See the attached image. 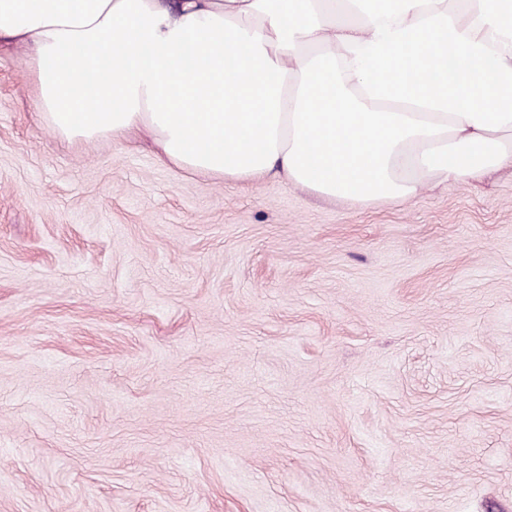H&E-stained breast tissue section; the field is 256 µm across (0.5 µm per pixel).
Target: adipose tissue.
I'll use <instances>...</instances> for the list:
<instances>
[{"label": "adipose tissue", "mask_w": 512, "mask_h": 512, "mask_svg": "<svg viewBox=\"0 0 512 512\" xmlns=\"http://www.w3.org/2000/svg\"><path fill=\"white\" fill-rule=\"evenodd\" d=\"M1 43L58 138L191 174L368 205L512 166V0H0Z\"/></svg>", "instance_id": "adipose-tissue-1"}]
</instances>
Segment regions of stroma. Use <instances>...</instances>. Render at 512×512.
Segmentation results:
<instances>
[{
    "instance_id": "obj_1",
    "label": "stroma",
    "mask_w": 512,
    "mask_h": 512,
    "mask_svg": "<svg viewBox=\"0 0 512 512\" xmlns=\"http://www.w3.org/2000/svg\"><path fill=\"white\" fill-rule=\"evenodd\" d=\"M0 512H512V169L189 175L1 45Z\"/></svg>"
}]
</instances>
